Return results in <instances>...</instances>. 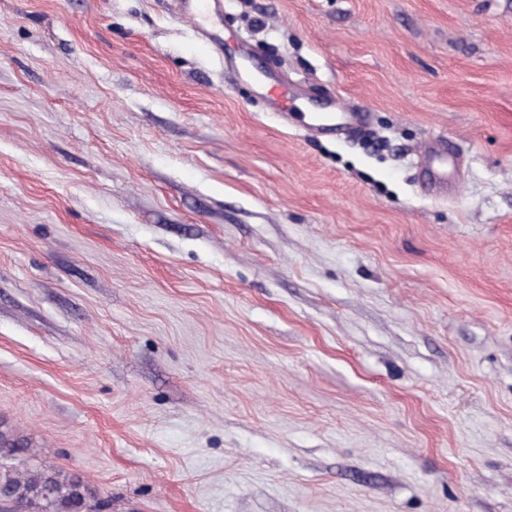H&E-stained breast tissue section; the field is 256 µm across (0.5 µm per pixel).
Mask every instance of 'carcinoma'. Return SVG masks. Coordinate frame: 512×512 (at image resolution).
I'll return each instance as SVG.
<instances>
[{"mask_svg":"<svg viewBox=\"0 0 512 512\" xmlns=\"http://www.w3.org/2000/svg\"><path fill=\"white\" fill-rule=\"evenodd\" d=\"M82 477L31 463L29 449L0 431V508L5 512H104Z\"/></svg>","mask_w":512,"mask_h":512,"instance_id":"carcinoma-1","label":"carcinoma"}]
</instances>
